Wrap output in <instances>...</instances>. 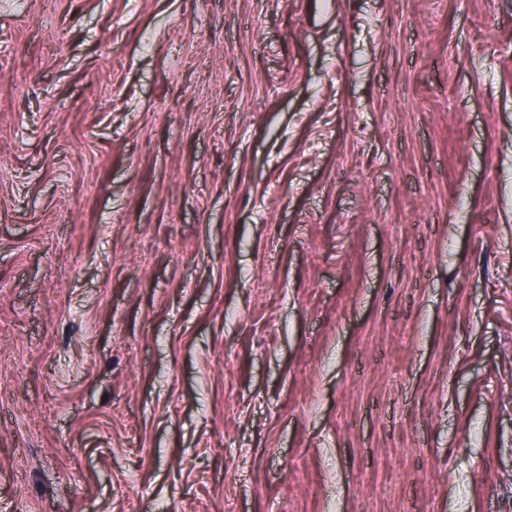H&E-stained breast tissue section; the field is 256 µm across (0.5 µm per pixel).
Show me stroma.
<instances>
[{"instance_id": "stroma-1", "label": "stroma", "mask_w": 512, "mask_h": 512, "mask_svg": "<svg viewBox=\"0 0 512 512\" xmlns=\"http://www.w3.org/2000/svg\"><path fill=\"white\" fill-rule=\"evenodd\" d=\"M0 512H512V0H0Z\"/></svg>"}]
</instances>
